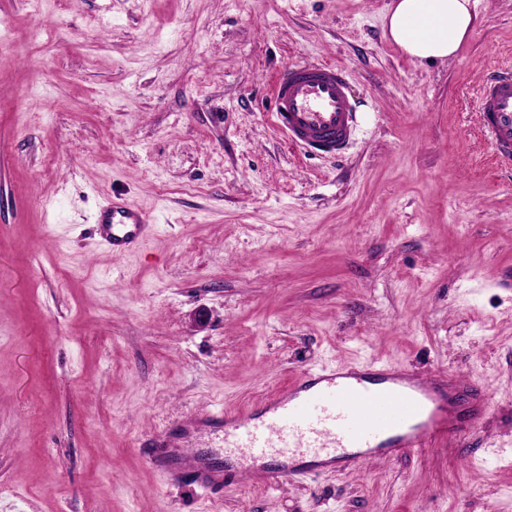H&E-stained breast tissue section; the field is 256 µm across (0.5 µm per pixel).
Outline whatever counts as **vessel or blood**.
Here are the masks:
<instances>
[{"mask_svg":"<svg viewBox=\"0 0 512 512\" xmlns=\"http://www.w3.org/2000/svg\"><path fill=\"white\" fill-rule=\"evenodd\" d=\"M348 82L347 70L331 62L282 69L272 88V126L305 153L342 155L356 129ZM480 128L495 163L512 169L511 71L488 74ZM96 222L105 246L116 255L140 244L154 229L148 213L116 195L106 196ZM488 408L485 389L474 381L452 374L423 379L373 362L303 370L292 386L246 414L212 409L202 420L219 433L225 455L245 458L238 468L240 478L252 476L251 462L272 456L278 464L262 478L279 483L296 475L297 462L304 458L310 459L312 470L339 472L372 460L403 457L432 441L469 442L479 433ZM151 444L152 465L202 489H222L223 474L209 459L176 465L165 450L163 432Z\"/></svg>","mask_w":512,"mask_h":512,"instance_id":"1","label":"vessel or blood"}]
</instances>
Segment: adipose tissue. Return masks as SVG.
Wrapping results in <instances>:
<instances>
[{
  "label": "adipose tissue",
  "mask_w": 512,
  "mask_h": 512,
  "mask_svg": "<svg viewBox=\"0 0 512 512\" xmlns=\"http://www.w3.org/2000/svg\"><path fill=\"white\" fill-rule=\"evenodd\" d=\"M475 6L476 0H394L385 31L414 62L442 61L468 36Z\"/></svg>",
  "instance_id": "adipose-tissue-1"
}]
</instances>
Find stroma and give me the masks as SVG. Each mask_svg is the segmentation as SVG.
Instances as JSON below:
<instances>
[{
  "label": "stroma",
  "instance_id": "stroma-1",
  "mask_svg": "<svg viewBox=\"0 0 512 512\" xmlns=\"http://www.w3.org/2000/svg\"><path fill=\"white\" fill-rule=\"evenodd\" d=\"M392 0H0V512H512V171L479 129L512 0L432 64ZM350 74L338 159L271 127L285 66ZM156 230L111 256L104 194ZM379 361L484 386L453 439L219 497L142 442L301 370Z\"/></svg>",
  "mask_w": 512,
  "mask_h": 512
}]
</instances>
